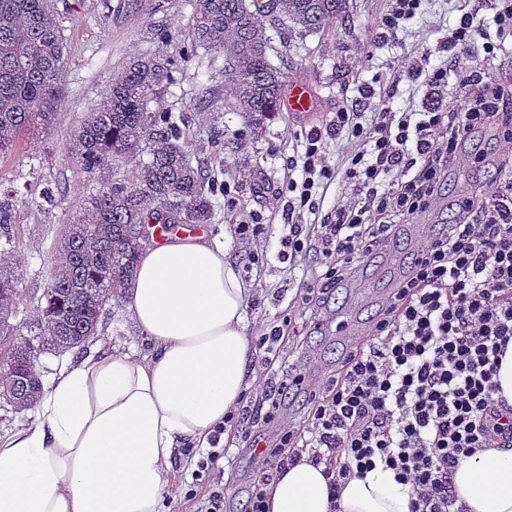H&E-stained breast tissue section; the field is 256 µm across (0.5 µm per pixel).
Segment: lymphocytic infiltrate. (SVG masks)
<instances>
[{
    "label": "lymphocytic infiltrate",
    "instance_id": "1",
    "mask_svg": "<svg viewBox=\"0 0 512 512\" xmlns=\"http://www.w3.org/2000/svg\"><path fill=\"white\" fill-rule=\"evenodd\" d=\"M491 10V17L480 14ZM512 37V0H478L441 45L448 60L430 66L413 50L407 73L424 78L420 117L389 111L387 97L363 87L328 129H310L291 156L290 178L271 207L283 219L279 262L311 265L299 291L300 320L263 323L253 347L264 370L248 401L217 425L208 450L183 449L194 468L166 501L172 512H225L236 488L220 459L233 428L254 465L243 512H266L267 488L302 457L324 465L331 489L376 464L411 488V512H456L452 476L462 459L512 447V407L496 401L500 361L512 342V85L489 66ZM463 95L448 100L449 76ZM494 130L500 178L454 199L458 221L418 240L389 302L380 307L336 373L287 368L280 352L319 322L356 269L382 257L404 225L442 197L448 172L482 164L473 135ZM346 139L332 165L327 132ZM335 189L332 206L324 192Z\"/></svg>",
    "mask_w": 512,
    "mask_h": 512
}]
</instances>
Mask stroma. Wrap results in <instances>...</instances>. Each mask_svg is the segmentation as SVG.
<instances>
[{
    "instance_id": "35a3bbf8",
    "label": "stroma",
    "mask_w": 512,
    "mask_h": 512,
    "mask_svg": "<svg viewBox=\"0 0 512 512\" xmlns=\"http://www.w3.org/2000/svg\"><path fill=\"white\" fill-rule=\"evenodd\" d=\"M192 0H54L63 29L66 72L63 104L50 128L34 126L0 157V189L16 191L19 217L13 226L16 247L6 259L18 267L26 296L21 305L28 324L38 319L37 299L44 287V272L52 258V245L65 224L80 209L91 179L68 158L65 144L87 112L99 102L114 75L134 59L159 54L174 62L172 80L160 85L149 104L180 115V145L191 157L204 161L209 174L229 182L237 207L255 212L265 227L269 253H276L281 216L268 201L288 175L286 160L294 155L306 133L329 123L336 111L358 95L361 84L382 77L396 93L389 106L395 112L420 111L425 88L403 66L414 48L430 50L431 65L446 58L439 46L453 28L464 0H422L414 18L396 33L375 39L372 26L384 13L388 0H349V20L330 30L286 34L272 24L269 60L285 81L307 80L315 108L306 115L279 112L254 130L240 113L228 108L224 54L197 50L183 59L189 40ZM226 133L228 147L212 144L211 131ZM306 268L294 270L277 260L243 268L251 281L258 309H246L248 327L261 318L287 314L295 289ZM98 344L123 353L136 348L151 354L152 344L115 303L99 328ZM345 355L334 333L321 329L305 337L303 348L290 360L301 366L336 367Z\"/></svg>"
}]
</instances>
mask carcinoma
<instances>
[{
    "mask_svg": "<svg viewBox=\"0 0 512 512\" xmlns=\"http://www.w3.org/2000/svg\"><path fill=\"white\" fill-rule=\"evenodd\" d=\"M348 0H193L192 50L224 52L229 107L254 129L280 111L283 75L268 58L263 19L291 31L322 32L345 22ZM64 38L50 0H0V154L33 124L49 127L62 104ZM171 79L160 56L134 60L111 81L93 111L70 135L66 152L95 175L143 153L131 178L103 181L82 200L81 215L65 225L38 298L39 321L22 336L21 277L0 267V403L27 411L44 394L38 371L48 352L81 353L97 337L106 308L120 300L145 244L147 224H208L209 196L224 190L178 144L169 111L148 102ZM17 203L0 194V230L16 223Z\"/></svg>",
    "mask_w": 512,
    "mask_h": 512,
    "instance_id": "1",
    "label": "carcinoma"
}]
</instances>
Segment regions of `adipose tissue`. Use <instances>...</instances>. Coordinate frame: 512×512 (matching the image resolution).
Here are the masks:
<instances>
[{"label":"adipose tissue","instance_id":"obj_1","mask_svg":"<svg viewBox=\"0 0 512 512\" xmlns=\"http://www.w3.org/2000/svg\"><path fill=\"white\" fill-rule=\"evenodd\" d=\"M254 293L218 236L146 247L123 303L150 356L94 346L64 368L35 420L0 439V512H163L175 448L209 445L236 407L253 359ZM465 512H512V448L460 462ZM267 512H410V490L377 466L331 500L322 467H286Z\"/></svg>","mask_w":512,"mask_h":512}]
</instances>
